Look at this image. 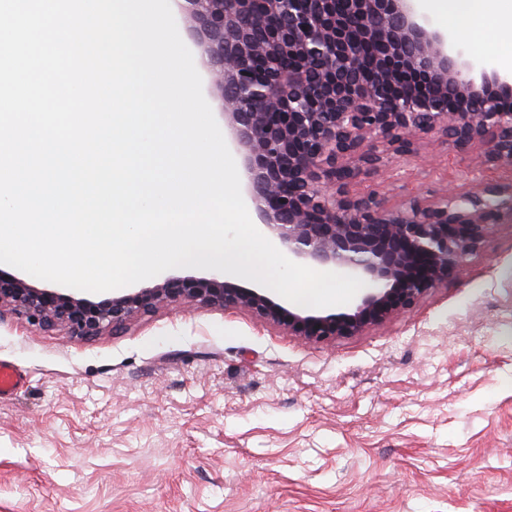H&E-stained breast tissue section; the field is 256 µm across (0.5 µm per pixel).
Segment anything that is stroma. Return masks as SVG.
Masks as SVG:
<instances>
[{
	"mask_svg": "<svg viewBox=\"0 0 512 512\" xmlns=\"http://www.w3.org/2000/svg\"><path fill=\"white\" fill-rule=\"evenodd\" d=\"M472 178L428 136L349 192ZM0 360V512H512V224L355 336L176 304L91 339L8 317Z\"/></svg>",
	"mask_w": 512,
	"mask_h": 512,
	"instance_id": "stroma-1",
	"label": "stroma"
}]
</instances>
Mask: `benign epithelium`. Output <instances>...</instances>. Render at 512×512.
I'll list each match as a JSON object with an SVG mask.
<instances>
[{
  "instance_id": "1",
  "label": "benign epithelium",
  "mask_w": 512,
  "mask_h": 512,
  "mask_svg": "<svg viewBox=\"0 0 512 512\" xmlns=\"http://www.w3.org/2000/svg\"><path fill=\"white\" fill-rule=\"evenodd\" d=\"M240 151L258 230L290 260L361 279L339 314L302 309L219 271L121 293L38 288L0 271V321L92 338L171 304L250 312L312 342L355 336L448 285L490 224L512 223V73L463 59L417 0H176ZM446 138L479 173L468 189L387 207L348 187L383 153Z\"/></svg>"
}]
</instances>
